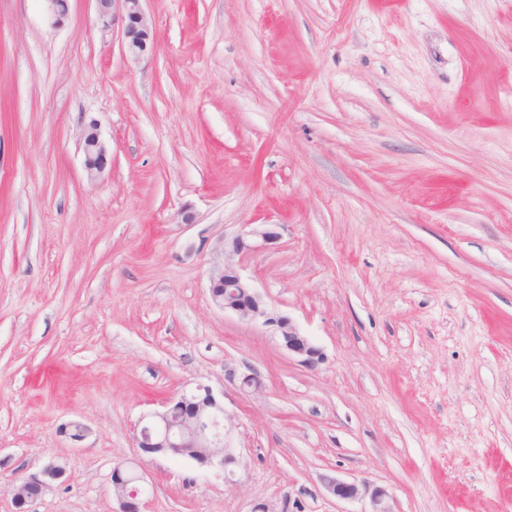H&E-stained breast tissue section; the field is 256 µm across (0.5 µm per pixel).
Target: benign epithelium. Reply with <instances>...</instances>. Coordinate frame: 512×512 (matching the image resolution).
I'll return each instance as SVG.
<instances>
[{
  "label": "benign epithelium",
  "instance_id": "7a95c632",
  "mask_svg": "<svg viewBox=\"0 0 512 512\" xmlns=\"http://www.w3.org/2000/svg\"><path fill=\"white\" fill-rule=\"evenodd\" d=\"M53 24L63 23L68 14L67 0H45ZM98 20L103 30L112 28L121 19L123 43L127 54L139 59L153 50L156 32L146 14L144 0H94ZM81 150L86 177L94 181L108 165V150L101 140L96 121L83 129ZM281 224H245L240 233L222 242L224 260L209 276V293L212 303L225 312H231L248 322H259L278 342L279 346L299 362L315 367L324 360V352L309 336L305 335L294 320L269 307L251 282L239 270L234 257L245 250H271L282 240ZM164 410L142 417L135 445L142 456L166 454L192 460L201 466L219 461L224 466V480L234 482V472L229 469L239 463L235 457L230 431L226 426L224 401L212 389L198 385L190 392L167 399ZM62 432L74 445H79L91 432L80 422L62 427ZM66 473L65 465L56 459L49 460L38 472L15 481L13 505L17 512H28L30 505L41 498ZM143 477L121 465L112 471L111 482L118 501L117 512H141L144 494ZM320 482L328 494L341 501L360 497L364 485L343 480L329 473L320 475Z\"/></svg>",
  "mask_w": 512,
  "mask_h": 512
}]
</instances>
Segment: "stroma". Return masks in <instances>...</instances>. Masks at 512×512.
I'll return each mask as SVG.
<instances>
[{
	"label": "stroma",
	"instance_id": "35a3bbf8",
	"mask_svg": "<svg viewBox=\"0 0 512 512\" xmlns=\"http://www.w3.org/2000/svg\"><path fill=\"white\" fill-rule=\"evenodd\" d=\"M144 7L136 60L93 0L59 27L0 0V512L52 458L33 512H116L138 420L200 384L237 482L150 457L143 512H371L324 473L391 512H512V0ZM245 224L284 225L238 264L318 367L212 304ZM81 150L86 177L90 181L98 179L108 165V150L101 140L98 124L91 121L83 129L81 136ZM65 473V465L51 459L38 472L19 477L15 481L12 497L15 509L18 512L28 511L30 505L45 495ZM319 479L326 492L337 500H354L363 493V484L346 481L329 473L321 474Z\"/></svg>",
	"mask_w": 512,
	"mask_h": 512
}]
</instances>
